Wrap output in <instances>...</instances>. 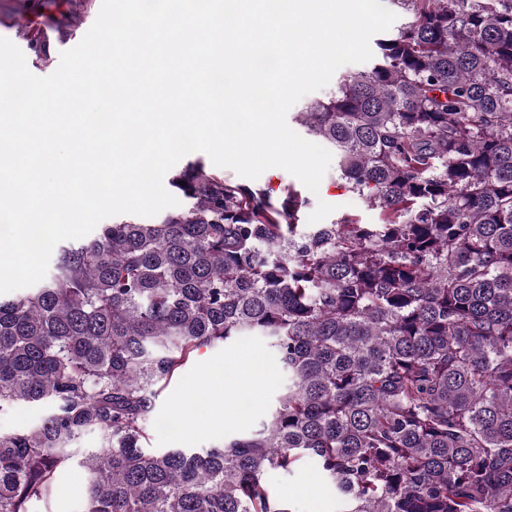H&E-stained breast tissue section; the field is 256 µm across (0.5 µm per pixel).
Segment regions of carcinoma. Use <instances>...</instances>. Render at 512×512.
<instances>
[{
    "label": "carcinoma",
    "mask_w": 512,
    "mask_h": 512,
    "mask_svg": "<svg viewBox=\"0 0 512 512\" xmlns=\"http://www.w3.org/2000/svg\"><path fill=\"white\" fill-rule=\"evenodd\" d=\"M384 2L410 21L297 115L378 223L298 233L292 186L195 161L169 181L190 206L0 297V411L37 413L0 431V512L74 462L83 512H294L265 476L305 463L337 512H512V0ZM246 337L288 378L259 428L146 450L158 385Z\"/></svg>",
    "instance_id": "obj_1"
}]
</instances>
